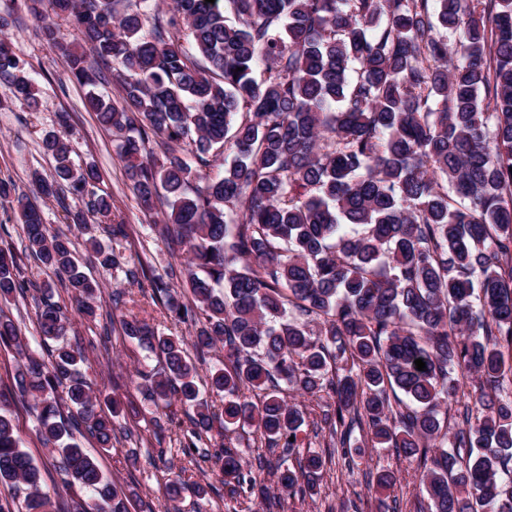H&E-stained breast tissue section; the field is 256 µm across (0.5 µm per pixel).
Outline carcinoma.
<instances>
[{
    "mask_svg": "<svg viewBox=\"0 0 512 512\" xmlns=\"http://www.w3.org/2000/svg\"><path fill=\"white\" fill-rule=\"evenodd\" d=\"M71 16L76 42L57 41L44 2ZM39 35L67 56L86 106L112 131L133 190L150 211L171 195L165 229L188 246L180 270H126L190 339L122 318L125 336L155 354L161 372L145 397L158 411L177 398L193 410L185 453L212 461L233 497L256 481L229 447L201 448L202 434L255 428L270 448L293 451L307 410L282 387L332 403L312 420L343 454L355 429L422 463L428 512H512V0H26ZM185 31L195 53L173 32ZM456 37L448 44V34ZM106 66L120 94L94 92ZM0 40V81L28 108L35 88ZM52 180L35 177L11 196L26 240L17 252L0 225V301L39 286L33 257L53 270L75 310L92 315L95 283L71 239L43 223L38 197L67 191L74 226L112 223V197L93 164L75 167L65 134L42 140ZM234 153L218 179L206 170ZM86 246L104 270L121 252L93 235ZM191 291L178 299L174 278ZM67 308L38 304L40 343L62 337ZM199 354L222 344L230 365L210 372L224 396L216 413L200 397ZM0 351L23 356L0 391V487L25 491V512H131L125 492L74 438L112 447L121 402L80 372V348L47 357L0 309ZM426 369H416L415 360ZM472 377L473 405L441 433L440 408ZM260 389L259 401L241 399ZM37 412L38 435L58 461L62 487L80 491L52 506L37 463L21 447L12 407ZM324 461L311 455L278 483L317 486Z\"/></svg>",
    "mask_w": 512,
    "mask_h": 512,
    "instance_id": "carcinoma-1",
    "label": "carcinoma"
}]
</instances>
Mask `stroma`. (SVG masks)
Masks as SVG:
<instances>
[{"label": "stroma", "mask_w": 512, "mask_h": 512, "mask_svg": "<svg viewBox=\"0 0 512 512\" xmlns=\"http://www.w3.org/2000/svg\"><path fill=\"white\" fill-rule=\"evenodd\" d=\"M0 17L7 21L0 28V38L16 47L27 75L40 91V104L32 111L0 82V180L12 183L17 192L27 193L33 173L51 174L52 161L43 154L41 141L45 134L59 131L60 115H68L72 158L78 164H94L101 171V187L112 196V220L123 223L127 233L121 246V268L103 270L94 265L84 246L86 235L71 224L60 201L49 198L40 203L44 223L72 239L86 273L100 286L95 316H72L65 340L81 346L85 360L80 370L95 379L98 389L133 406L131 413L116 418L112 448H99L87 437L81 440L82 446L98 457L105 475L130 494L133 505L149 506L152 512H164L167 486L178 475L190 486L176 503L179 512H327L331 503L345 506L348 512H417L414 479L418 464L398 456L392 448H366L351 466L342 456H334L332 464L324 467L312 496L282 490L267 470L257 469L253 475L258 485L266 488V497L233 500L219 469L208 462L189 464L184 453L189 427L186 407L172 403L171 423L164 430L156 429L152 422L155 408L145 400L142 385L144 375L156 372L160 364L135 340L123 335L119 321L135 316L160 333L186 338L194 335L195 328L171 318L163 306L126 280L124 270L139 263L159 271L168 266L178 268L187 261L189 252L170 249L166 235L156 228L167 209L166 202H157L152 214L142 212L111 132L85 110V87L71 80L66 57L39 37L38 23L27 13L24 0H0ZM13 418L24 449L42 471L43 493L54 501L68 499V492L56 481L55 458L37 435L35 413L19 406L14 408ZM383 470L394 472L397 481L382 500L375 488L376 477Z\"/></svg>", "instance_id": "stroma-1"}]
</instances>
